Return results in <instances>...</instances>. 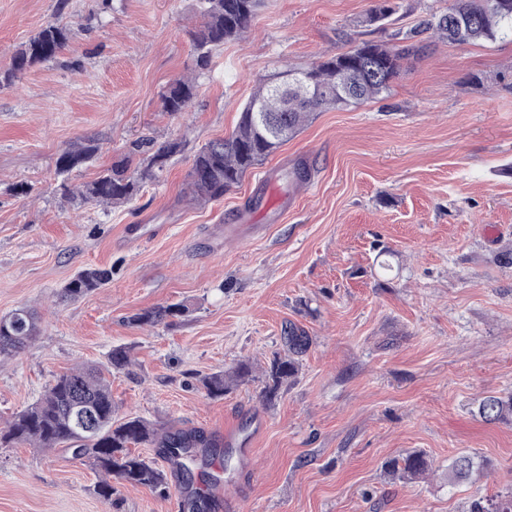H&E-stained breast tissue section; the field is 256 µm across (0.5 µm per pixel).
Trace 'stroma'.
Segmentation results:
<instances>
[{
	"label": "stroma",
	"mask_w": 512,
	"mask_h": 512,
	"mask_svg": "<svg viewBox=\"0 0 512 512\" xmlns=\"http://www.w3.org/2000/svg\"><path fill=\"white\" fill-rule=\"evenodd\" d=\"M374 0H263L240 39L196 64L197 0H0V69L42 27L73 30L67 47L0 86V316L41 314L38 336L0 357V428L53 378L131 363L112 374L114 421L263 432L253 471L230 460L207 512H466L512 487V423L475 415L512 392V39L443 42L404 61L388 95L317 113L222 198L184 195L195 152L231 132L254 90L364 40L390 42L444 12L448 0H398L385 24ZM198 93L169 115L179 78ZM185 150L119 207L81 205L80 186L148 141ZM84 141L98 150L58 174ZM307 176L287 182L296 161ZM28 194H21L19 185ZM86 268L110 282L63 301ZM189 311L139 328L129 316L171 303ZM311 338L297 375L271 400L264 371L285 355L284 329ZM248 376L233 377L240 361ZM226 374L224 396L205 377ZM411 451L425 478L393 476ZM469 453L483 477L452 485ZM89 462L64 448L0 446V512H184L166 494L115 485L96 493Z\"/></svg>",
	"instance_id": "stroma-1"
}]
</instances>
